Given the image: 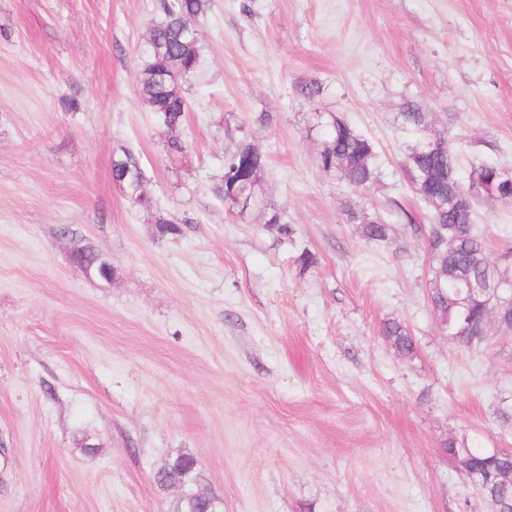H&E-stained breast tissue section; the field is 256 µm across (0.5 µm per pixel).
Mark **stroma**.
<instances>
[{"mask_svg": "<svg viewBox=\"0 0 512 512\" xmlns=\"http://www.w3.org/2000/svg\"><path fill=\"white\" fill-rule=\"evenodd\" d=\"M162 18L156 0H0V512H169L154 475L182 453L222 512H488L444 445L512 450V333L442 334L396 213L428 211L400 114L431 113L461 177L512 168V0H211L177 158L139 92ZM320 112L374 141L371 189L317 166ZM244 131L292 240L212 191ZM125 150L149 206L113 180ZM354 209L388 239L364 240ZM474 222L498 260L512 205ZM392 318L413 358L381 336ZM381 336L390 343L398 355L411 358L417 350L416 342L408 328L401 321L389 319L381 326Z\"/></svg>", "mask_w": 512, "mask_h": 512, "instance_id": "stroma-1", "label": "stroma"}]
</instances>
